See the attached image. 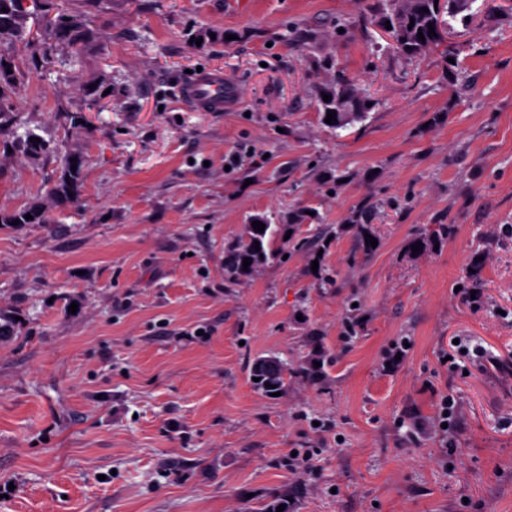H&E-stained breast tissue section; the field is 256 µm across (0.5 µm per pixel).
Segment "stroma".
<instances>
[{
    "instance_id": "stroma-1",
    "label": "stroma",
    "mask_w": 512,
    "mask_h": 512,
    "mask_svg": "<svg viewBox=\"0 0 512 512\" xmlns=\"http://www.w3.org/2000/svg\"><path fill=\"white\" fill-rule=\"evenodd\" d=\"M388 2L109 0L79 65L108 105L76 127V86L30 68L18 112L86 164L79 207L0 226V311L21 319L0 340V512H512V0H467L414 56ZM200 67L238 109L184 106ZM340 76L376 106L336 128ZM60 173L0 153V209ZM364 202L378 245L357 257ZM297 210L294 240L330 226L329 247L225 287V242ZM266 356L291 369L277 396L250 383Z\"/></svg>"
}]
</instances>
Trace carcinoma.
Segmentation results:
<instances>
[{
  "label": "carcinoma",
  "mask_w": 512,
  "mask_h": 512,
  "mask_svg": "<svg viewBox=\"0 0 512 512\" xmlns=\"http://www.w3.org/2000/svg\"><path fill=\"white\" fill-rule=\"evenodd\" d=\"M79 6L72 8L56 7L52 0H0V150H12V153L30 159L47 158L55 153L53 138L45 137L47 130L40 126H30L16 112L15 98L19 86L23 83L26 71L20 68L15 57L23 55L36 65L49 66L55 63V55L62 46L81 50L88 42L96 39L98 28L95 18L102 12L106 0H76ZM459 0H448V6L435 3V0H413L410 6L393 10L386 16L390 21V37L393 47L402 54L414 55L441 45V31L446 29L448 21L443 13L453 18L459 12ZM435 35L428 36L429 29ZM425 35L420 40L418 33ZM85 108L89 111L103 109L99 87L80 84ZM325 94L331 96L322 102L324 110L336 113V119L359 117L370 111L367 104L372 102L368 96L355 91L342 80L328 86ZM38 141L32 142L30 138ZM62 174L49 188L48 197L56 207L79 203L82 193L81 172L85 159L77 154L60 158ZM76 170H71V167ZM31 219H25V215ZM19 222L27 224H48V208L31 205L18 210H0V224L9 225ZM372 234L368 223L359 225L353 254L367 255L374 250L365 242V235ZM277 231L271 225L259 232L248 226L245 236L228 242L224 246V283L231 287L236 282L250 276L257 268L270 260H282L286 251L273 248ZM251 264L243 267L244 259ZM287 372L279 371L274 375L251 372L253 388L263 394L276 393L283 389Z\"/></svg>",
  "instance_id": "cac0c4a2"
}]
</instances>
